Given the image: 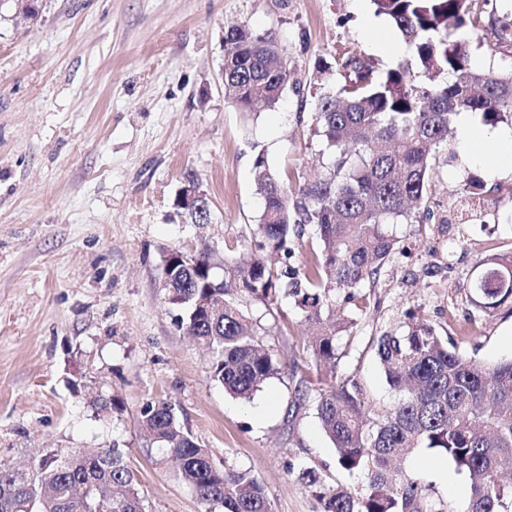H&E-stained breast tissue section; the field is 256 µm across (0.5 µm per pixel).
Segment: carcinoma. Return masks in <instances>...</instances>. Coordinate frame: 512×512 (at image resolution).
Segmentation results:
<instances>
[{
    "label": "carcinoma",
    "instance_id": "carcinoma-1",
    "mask_svg": "<svg viewBox=\"0 0 512 512\" xmlns=\"http://www.w3.org/2000/svg\"><path fill=\"white\" fill-rule=\"evenodd\" d=\"M372 2L413 50L424 79L407 62L378 74L369 57L343 53L334 83L314 92V135L327 152L323 173L290 188L259 153L254 167L264 208L253 247L222 274L209 266L221 262L218 255L196 254L164 285L167 303L183 312L182 325L212 354L210 378L233 397L251 398L279 372L243 297L266 303L280 293L291 297L306 319L321 325L311 344L315 358L335 367L339 340L354 322L332 317L331 291L356 306L364 283L379 279L395 252L386 227L418 221L413 205L428 190L432 160L455 117L475 112L490 125L512 120V70H474L467 42L448 35L450 20L459 27L481 23L473 0ZM288 72L273 33L225 29L224 94L241 112L252 113L255 101L275 107ZM490 193L479 178L465 184L468 201ZM307 224L316 228L319 250L304 269L292 270V245ZM269 254L282 267H272ZM475 270V306L487 312L512 299V248L479 260ZM375 346L398 395L378 419L356 386L315 390L316 417L335 449L336 467L366 479L352 491L330 485L325 467L302 466L296 477L315 493L321 512H449L417 478L395 468L398 458L421 447L438 450L468 476L466 512H512V482L502 475L512 464V359L488 366L467 358L416 316L382 332ZM139 424L167 447L180 479L209 512H272L252 470L217 467L183 430L174 404L145 403ZM53 455L49 449L34 460L28 479L0 463V512H73L75 489L85 492L84 512H146L121 449L74 448L64 464Z\"/></svg>",
    "mask_w": 512,
    "mask_h": 512
}]
</instances>
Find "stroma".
<instances>
[{"mask_svg": "<svg viewBox=\"0 0 512 512\" xmlns=\"http://www.w3.org/2000/svg\"><path fill=\"white\" fill-rule=\"evenodd\" d=\"M38 21L0 0V461L22 467L43 449L126 452L146 512H204L165 451L140 430L149 401H169L216 464L251 469L273 512H320L288 467L326 464L331 481L361 488L336 470L335 450L314 405L311 328L293 301L245 298L281 373L251 401L227 395L208 375L210 355L166 302L162 259L173 249L211 248L226 258L250 247L263 200L254 161L313 177L322 143L313 134L318 67L343 52L371 57L377 72L412 60L372 0H41ZM498 23L512 0H498ZM498 23L450 29L471 47L479 71L512 68ZM272 32L290 63L289 88L274 109L244 116L224 98V30ZM488 176L465 162L457 132L436 155L420 205L425 217L388 230L395 254L365 283L364 309L340 342L337 381L360 386L375 411L391 406L373 340L408 314L447 330L482 363L512 358V302L488 314L470 300L481 257L512 248V162ZM194 175L210 221L193 224L175 206ZM492 193L481 217L450 221L468 177ZM112 400L115 410L102 409ZM404 468L450 512H465L470 483L431 448Z\"/></svg>", "mask_w": 512, "mask_h": 512, "instance_id": "stroma-1", "label": "stroma"}]
</instances>
